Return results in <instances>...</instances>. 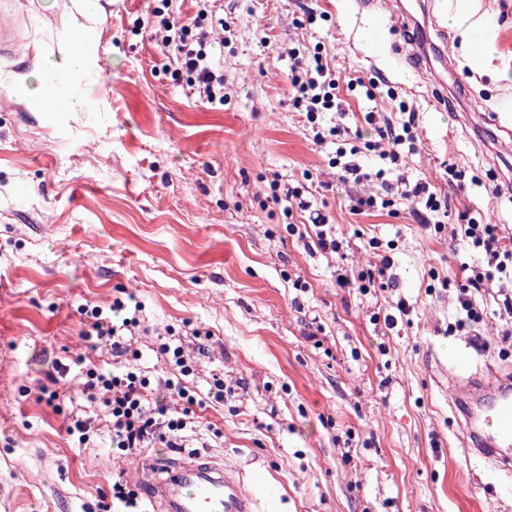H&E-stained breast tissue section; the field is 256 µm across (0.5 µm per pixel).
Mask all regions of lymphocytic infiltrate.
I'll return each mask as SVG.
<instances>
[{
    "label": "lymphocytic infiltrate",
    "instance_id": "lymphocytic-infiltrate-1",
    "mask_svg": "<svg viewBox=\"0 0 512 512\" xmlns=\"http://www.w3.org/2000/svg\"><path fill=\"white\" fill-rule=\"evenodd\" d=\"M204 21V16L199 15L191 22L179 24L160 7L155 8L148 18L163 51L172 57L179 70L190 76L191 86L199 97L208 103L220 104L224 101V78L213 70L209 51L212 37ZM292 59L294 100L297 106L305 108L307 119H314L320 112H341V88L352 91L364 87L365 80L360 76L340 83L333 69L324 63L321 53H314L310 58L296 53ZM365 121L374 126L380 139L386 140L387 147L381 155L391 163L402 161L405 148L414 147L418 139L415 113H408L395 121L372 110L366 113ZM358 154L359 150L354 146L338 148L340 181L345 184L374 181L379 184L381 192L352 197V214L386 209L398 199L417 205V214L423 220L441 211L442 204L429 183L412 184L401 176L389 179L381 170L366 172ZM460 230L483 257L482 265L474 267L465 283L456 288V300L466 321L476 323L483 318L475 300L476 293L512 274V235H502L495 224L468 223L461 225ZM111 311L112 318L95 317L89 324L88 334L99 342L111 343L113 350L117 351L123 347L124 334L138 333L140 320L137 306L120 299L113 301ZM159 351L170 356L181 374L180 380L166 382L171 397L181 400V407H173L169 399H147L150 379L137 365H127L118 372L91 370L86 374L84 386L87 396L99 401L112 446L120 455H138L151 442L167 448L179 447L184 432L196 424L193 410L196 399L181 383L182 377L193 372L191 358L185 355L182 347L173 348L166 343L160 344Z\"/></svg>",
    "mask_w": 512,
    "mask_h": 512
}]
</instances>
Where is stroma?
Wrapping results in <instances>:
<instances>
[{
    "mask_svg": "<svg viewBox=\"0 0 512 512\" xmlns=\"http://www.w3.org/2000/svg\"><path fill=\"white\" fill-rule=\"evenodd\" d=\"M411 2L370 13L356 0H209L228 28L214 56L224 102L212 105L147 25L158 0H95L86 114L12 97L35 51L67 49L75 23L54 0H0V512H112L113 476L139 491L147 460L175 456L153 444L121 459L107 430L83 445L65 430L71 413L102 415L84 392L87 365L124 363L90 349L85 313L130 295L148 329L130 349L152 393L177 373L156 352L175 337L203 401L183 444L241 470L259 512H512V473L467 455L449 408L445 366L512 367L493 290L476 296L482 321L448 330L476 254L407 201L351 214L336 143L316 144L293 104L292 48L344 76L384 77L394 98L356 89L344 118L320 114V127L340 120L374 141L366 112L415 113L400 174L436 188L449 226L465 210L512 232V144L465 121L478 104L512 114V0H473L498 30L480 72L461 35L433 25L457 0H425V66L396 58ZM276 184L329 213L342 255L289 232L302 217L272 202ZM373 238L394 244L386 287H338V269L372 260ZM216 376L234 393L214 405Z\"/></svg>",
    "mask_w": 512,
    "mask_h": 512,
    "instance_id": "obj_1",
    "label": "stroma"
}]
</instances>
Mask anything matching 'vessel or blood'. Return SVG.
I'll use <instances>...</instances> for the list:
<instances>
[{
    "instance_id": "b4317fda",
    "label": "vessel or blood",
    "mask_w": 512,
    "mask_h": 512,
    "mask_svg": "<svg viewBox=\"0 0 512 512\" xmlns=\"http://www.w3.org/2000/svg\"><path fill=\"white\" fill-rule=\"evenodd\" d=\"M448 385L455 390L450 403L469 454L511 471L512 376L472 375L461 382L452 375ZM144 494L155 512H255L241 472L197 453L156 464Z\"/></svg>"
}]
</instances>
